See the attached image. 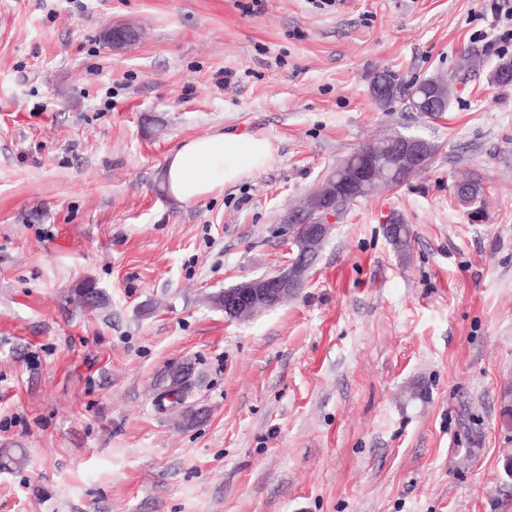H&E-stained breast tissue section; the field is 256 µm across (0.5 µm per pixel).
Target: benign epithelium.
Segmentation results:
<instances>
[{"instance_id":"7a95c632","label":"benign epithelium","mask_w":512,"mask_h":512,"mask_svg":"<svg viewBox=\"0 0 512 512\" xmlns=\"http://www.w3.org/2000/svg\"><path fill=\"white\" fill-rule=\"evenodd\" d=\"M102 37L109 48L119 51L135 41L138 34L121 24H109ZM451 97L445 81L425 92L418 106L427 113L436 111L448 107ZM390 146L387 151L372 148L352 154L336 166L331 182L312 193L303 208L289 217V223L296 225L291 240L293 258L272 275L249 278L224 289L217 307L224 310L226 317L241 319L272 309L299 292L335 227V200L352 203L378 178L386 175L404 180L428 164L429 144L422 137L394 135Z\"/></svg>"}]
</instances>
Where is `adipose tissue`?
<instances>
[{"label": "adipose tissue", "mask_w": 512, "mask_h": 512, "mask_svg": "<svg viewBox=\"0 0 512 512\" xmlns=\"http://www.w3.org/2000/svg\"><path fill=\"white\" fill-rule=\"evenodd\" d=\"M275 152L273 142L258 134L194 138L166 157L164 183L176 202L193 203L264 170Z\"/></svg>", "instance_id": "adipose-tissue-1"}]
</instances>
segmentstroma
<instances>
[{
	"label": "stroma",
	"instance_id": "1",
	"mask_svg": "<svg viewBox=\"0 0 512 512\" xmlns=\"http://www.w3.org/2000/svg\"><path fill=\"white\" fill-rule=\"evenodd\" d=\"M491 4L0 0V448L25 454L0 512H512V85L488 81L512 41ZM113 22L141 40L112 52ZM383 70L453 77L448 111L380 107ZM397 132L431 163L351 204L296 296L213 306L284 265L289 212ZM219 133L268 137L270 167L173 201L166 156ZM182 362L192 389L158 405Z\"/></svg>",
	"mask_w": 512,
	"mask_h": 512
}]
</instances>
